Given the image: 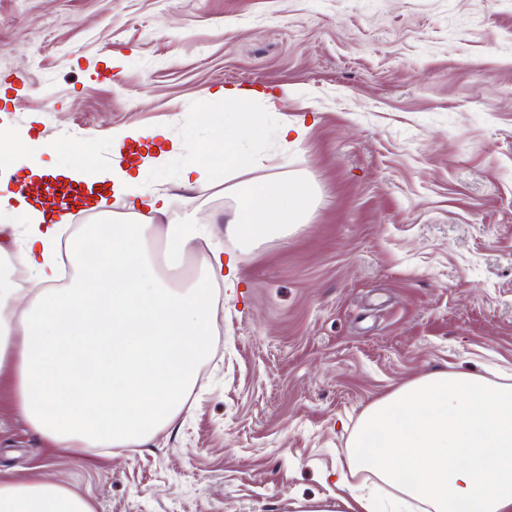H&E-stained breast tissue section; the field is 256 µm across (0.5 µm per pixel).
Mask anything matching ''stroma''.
Wrapping results in <instances>:
<instances>
[{
    "instance_id": "stroma-1",
    "label": "stroma",
    "mask_w": 512,
    "mask_h": 512,
    "mask_svg": "<svg viewBox=\"0 0 512 512\" xmlns=\"http://www.w3.org/2000/svg\"><path fill=\"white\" fill-rule=\"evenodd\" d=\"M283 86L306 133L269 132L264 173L316 185L296 234L226 233L246 174L143 178L237 258L182 415L141 447L76 452L29 426L5 376L1 473L43 469L95 512H299L404 383H512V0H0V129L18 139L91 140L106 164L113 129L219 137L206 92Z\"/></svg>"
}]
</instances>
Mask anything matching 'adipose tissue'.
Returning a JSON list of instances; mask_svg holds the SVG:
<instances>
[{
  "mask_svg": "<svg viewBox=\"0 0 512 512\" xmlns=\"http://www.w3.org/2000/svg\"><path fill=\"white\" fill-rule=\"evenodd\" d=\"M282 97L227 88L207 95V106L229 107V133L204 138L206 156L188 159L180 179L190 186L224 169L259 168L255 146L280 109ZM46 138L0 147V166L37 164L55 154ZM61 175L88 187L108 185L113 196H136L142 172L120 160L102 165L94 143L73 151ZM237 204L226 230L250 247L297 232L311 218L317 189L308 178L257 177L235 186ZM147 205L165 221V266L211 246L208 225L175 218L156 190ZM0 224L25 229L33 289L0 275V370L11 368L20 413L60 448H137L178 418L212 351L216 277L233 283L235 259L225 270L206 264L182 286L169 282L151 255L152 225L116 224L86 267L82 240L68 255L83 277L55 287L59 222L18 193L0 195ZM374 475L391 495L362 493L348 477ZM512 512V384L437 371L416 378L369 405L350 441L334 500L304 502L301 512ZM0 512H94L92 506L44 472L23 480L0 477Z\"/></svg>",
  "mask_w": 512,
  "mask_h": 512,
  "instance_id": "obj_1",
  "label": "adipose tissue"
}]
</instances>
